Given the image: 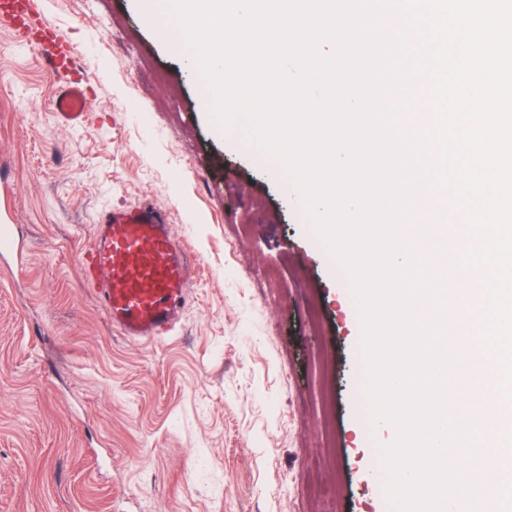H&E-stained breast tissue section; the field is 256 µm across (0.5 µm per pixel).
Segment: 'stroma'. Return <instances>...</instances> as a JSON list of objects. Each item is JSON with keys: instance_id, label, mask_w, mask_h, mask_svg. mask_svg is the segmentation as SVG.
<instances>
[{"instance_id": "35a3bbf8", "label": "stroma", "mask_w": 512, "mask_h": 512, "mask_svg": "<svg viewBox=\"0 0 512 512\" xmlns=\"http://www.w3.org/2000/svg\"><path fill=\"white\" fill-rule=\"evenodd\" d=\"M94 99L0 26V512H391L361 328L282 168L218 131L169 17L140 0H41ZM151 202L195 266L175 329L129 340L81 276L108 210ZM0 252L1 257H11L16 259L17 263H21L22 250L19 241L15 235V224L9 214L1 213L0 215Z\"/></svg>"}]
</instances>
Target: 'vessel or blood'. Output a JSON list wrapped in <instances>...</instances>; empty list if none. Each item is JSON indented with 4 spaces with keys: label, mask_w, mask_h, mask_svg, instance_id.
<instances>
[{
    "label": "vessel or blood",
    "mask_w": 512,
    "mask_h": 512,
    "mask_svg": "<svg viewBox=\"0 0 512 512\" xmlns=\"http://www.w3.org/2000/svg\"><path fill=\"white\" fill-rule=\"evenodd\" d=\"M0 20L21 31V45L38 51L53 70L79 67L71 46L56 42L53 25L32 7V0H0ZM412 90L408 109H426L428 91L417 74H407ZM93 97L87 77L79 75L59 89L57 119L85 125ZM0 256L21 259L22 250L9 214L0 215ZM86 280L113 326L128 339L160 337L172 331L187 303L192 277L188 254L175 239L165 214L153 204L102 215L87 253Z\"/></svg>",
    "instance_id": "vessel-or-blood-1"
}]
</instances>
